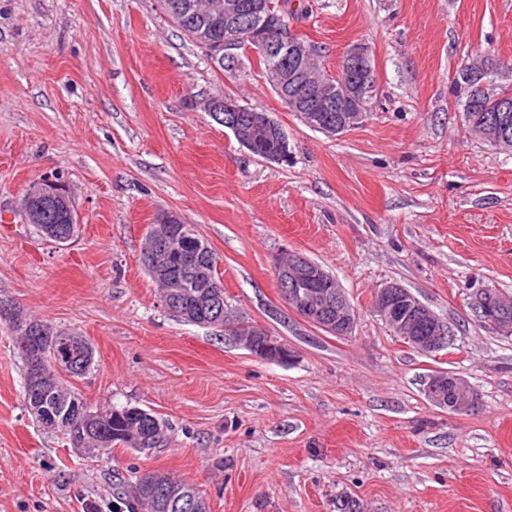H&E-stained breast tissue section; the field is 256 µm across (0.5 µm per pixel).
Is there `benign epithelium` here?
I'll return each instance as SVG.
<instances>
[{
    "instance_id": "7a95c632",
    "label": "benign epithelium",
    "mask_w": 512,
    "mask_h": 512,
    "mask_svg": "<svg viewBox=\"0 0 512 512\" xmlns=\"http://www.w3.org/2000/svg\"><path fill=\"white\" fill-rule=\"evenodd\" d=\"M160 6L176 17L184 11L195 15L198 23L190 37L200 44L211 43L213 24L224 21V53L210 52V61L215 66L223 65L231 75L242 70L244 60L259 52L270 56L272 63L264 71L268 84L288 111L298 114L310 128L330 135L342 134L361 124V106L373 103L377 82L368 48L359 43L347 50L343 59L344 81L336 83L321 69L308 41L285 21L289 8L283 2L276 5L271 0H187L173 9L168 0H160ZM203 108L250 153L273 142L275 148L264 160L276 163L288 160V135L265 111L224 95L206 97ZM485 111L501 117L512 112V99L490 97L485 101ZM472 131L496 148L512 151V127L508 124L474 125ZM58 186L59 182L51 177L37 179L27 186L20 202L27 223H40L38 203L54 196ZM186 227L176 212L159 214L150 225L154 249L148 255L147 264L159 288H183L185 284L170 273L169 259L174 253L186 256V261L196 269L197 281L209 288L196 296L193 307L184 310V316L195 321L197 314L219 308V295L211 291L215 282L209 245L198 236L192 245L185 246ZM272 266L287 309L333 336L352 335L356 312L337 279L322 265L285 250L273 257ZM475 308L485 323L504 334L512 333V322L502 317V312L512 308L511 296L487 288L476 298ZM374 309L386 323L400 331L409 346L424 354L434 355L453 345L450 325L399 283H389L377 292ZM227 326L252 355L268 362L292 361L294 351L287 343L259 341V337L267 335L263 327L234 321ZM25 349L33 381L37 382L47 370L46 359L39 346L29 341ZM425 393L435 406L453 413L467 412L477 401L475 391L447 370H436L429 375Z\"/></svg>"
}]
</instances>
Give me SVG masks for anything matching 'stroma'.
<instances>
[{"label":"stroma","instance_id":"stroma-1","mask_svg":"<svg viewBox=\"0 0 512 512\" xmlns=\"http://www.w3.org/2000/svg\"><path fill=\"white\" fill-rule=\"evenodd\" d=\"M290 22L328 72L370 49L377 101L355 129L306 126L256 65L221 72L157 0H0V297L91 343L76 386L92 406L171 425L147 456L61 444L26 411L0 324V512H110L115 475L135 467L192 482L210 512H512V338L471 310L484 289L512 295V152L469 133L448 92L487 52L503 63L494 85H512V0H300ZM215 93L272 112L288 162L256 158L194 106ZM52 175L78 208L61 245L19 207ZM163 210L197 226L225 304L293 363L165 311L140 262ZM283 248L336 276L351 336L269 316ZM390 282L448 321L452 354L410 348L378 316ZM439 369L477 392L474 408L431 404Z\"/></svg>","mask_w":512,"mask_h":512}]
</instances>
